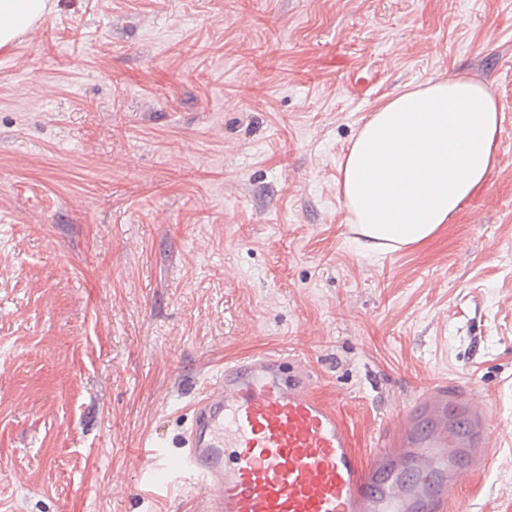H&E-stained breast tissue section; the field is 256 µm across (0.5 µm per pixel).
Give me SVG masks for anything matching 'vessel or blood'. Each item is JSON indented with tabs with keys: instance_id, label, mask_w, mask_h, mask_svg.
<instances>
[{
	"instance_id": "1",
	"label": "vessel or blood",
	"mask_w": 512,
	"mask_h": 512,
	"mask_svg": "<svg viewBox=\"0 0 512 512\" xmlns=\"http://www.w3.org/2000/svg\"><path fill=\"white\" fill-rule=\"evenodd\" d=\"M492 418L478 391L436 383L392 417L363 464L309 367L261 352L225 362L177 449L151 444L139 459L153 488L193 482L197 512H448L464 474L487 463Z\"/></svg>"
}]
</instances>
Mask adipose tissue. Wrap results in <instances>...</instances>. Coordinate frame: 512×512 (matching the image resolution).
<instances>
[{"label":"adipose tissue","mask_w":512,"mask_h":512,"mask_svg":"<svg viewBox=\"0 0 512 512\" xmlns=\"http://www.w3.org/2000/svg\"><path fill=\"white\" fill-rule=\"evenodd\" d=\"M48 0H0V49L39 21ZM501 116L472 79L426 82L383 102L341 164L347 221L367 250H397L450 223L496 164Z\"/></svg>","instance_id":"ef3b65f1"}]
</instances>
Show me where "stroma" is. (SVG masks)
Here are the masks:
<instances>
[{
    "mask_svg": "<svg viewBox=\"0 0 512 512\" xmlns=\"http://www.w3.org/2000/svg\"><path fill=\"white\" fill-rule=\"evenodd\" d=\"M0 51V512H195L176 447L225 360L306 361L360 457L421 387L493 406L461 512H512V0H50ZM494 93L498 162L370 253L343 156L405 86Z\"/></svg>",
    "mask_w": 512,
    "mask_h": 512,
    "instance_id": "stroma-1",
    "label": "stroma"
}]
</instances>
